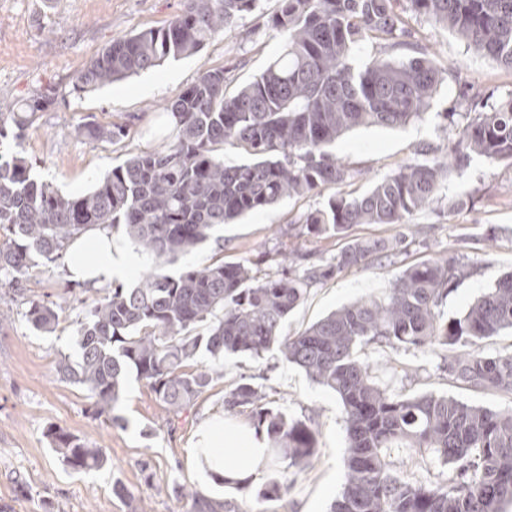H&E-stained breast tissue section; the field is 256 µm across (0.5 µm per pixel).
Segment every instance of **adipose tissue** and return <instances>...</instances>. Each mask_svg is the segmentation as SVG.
<instances>
[{"label": "adipose tissue", "mask_w": 512, "mask_h": 512, "mask_svg": "<svg viewBox=\"0 0 512 512\" xmlns=\"http://www.w3.org/2000/svg\"><path fill=\"white\" fill-rule=\"evenodd\" d=\"M114 239L111 229L101 226L71 242L68 253L72 278L92 288L130 278L140 257L131 248L115 247ZM265 452L262 439L254 433L215 421L201 426L192 455L198 467L244 482L255 476Z\"/></svg>", "instance_id": "obj_1"}]
</instances>
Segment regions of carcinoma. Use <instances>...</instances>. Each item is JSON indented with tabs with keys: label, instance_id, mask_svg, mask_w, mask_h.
Here are the masks:
<instances>
[{
	"label": "carcinoma",
	"instance_id": "cac0c4a2",
	"mask_svg": "<svg viewBox=\"0 0 512 512\" xmlns=\"http://www.w3.org/2000/svg\"><path fill=\"white\" fill-rule=\"evenodd\" d=\"M261 0H185L160 28L116 39L79 74L74 90L91 91L197 53L216 34L259 8ZM271 26L279 53L233 96L224 69H210L163 108L169 133L160 149L112 168L89 191L63 195L31 177L23 156L0 162V288L22 291L36 258L54 262L91 229L121 233L149 259L133 288L114 284L83 301L79 361L59 371L83 386L93 415L125 427L113 414L129 373L146 381L174 413L193 403L220 376L193 367L200 349L213 358L277 348L281 360L304 370L340 399L345 412L344 485L332 512H504L512 504V407L491 410L447 395L411 397L374 379L357 348L371 344L448 349L512 330V272L486 289L462 316L440 306L464 279L467 265L443 256L405 268L381 296L354 302L294 336L283 323L314 283L345 269L407 249L409 217L428 206L442 183L474 156L512 164V96L467 105L457 141L440 157L427 146L417 158L377 180L364 193H341L304 217L306 234L346 233L354 224H397L390 239L354 238L325 265L259 278L251 264L219 258L177 276L165 267L207 242L214 230L288 197L342 187L349 170L330 151L357 127H397L424 117L443 77L425 53L405 61L373 56L361 68L353 50L373 38L411 48L407 17L448 28L474 50L512 69V0H277ZM55 101L46 90L9 108L18 131ZM80 135L116 141L120 127L89 123ZM242 148L248 163H229L218 150ZM57 305L28 300L31 326L52 333ZM443 371L473 389L512 394V353L465 351ZM242 382L224 395V409H251L266 455L304 467L317 451L318 429L262 404ZM47 436L75 472L102 468L98 448L49 428ZM409 448L448 469L443 484L407 481L388 451ZM199 512H238L231 501L198 499Z\"/></svg>",
	"mask_w": 512,
	"mask_h": 512
}]
</instances>
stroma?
<instances>
[{"mask_svg": "<svg viewBox=\"0 0 512 512\" xmlns=\"http://www.w3.org/2000/svg\"><path fill=\"white\" fill-rule=\"evenodd\" d=\"M183 5L184 0H0V102H17L49 87L56 92L54 104L37 113L22 138H15L11 119L0 121V158L24 156L37 181L65 195L84 193L129 155L160 149V106L203 70L223 69L226 91L232 94L259 75L280 48L281 38L268 21L277 0H262L260 10L192 56L90 92L75 91L77 76L113 39L161 27ZM410 30L412 42L431 53L443 81L424 118L396 128L359 127L336 140L331 150L351 174L344 192H363L423 146L445 151L462 118L442 121L438 115L451 112L464 94L492 101L512 95V71L444 27L416 19ZM88 122L124 126L126 135L112 143L77 134V127ZM334 193L326 187L244 214L168 272L176 275L222 258L249 261L265 278L280 272L281 254L292 249H299L307 262L322 264L347 238L397 233L392 224H358L344 238L302 234L303 217ZM410 222L417 234L406 252L313 284L286 319L284 333L295 335L339 307L382 295L406 267L437 255H457L468 265V275L440 307L448 318L463 314L512 271V165L472 158ZM26 288L28 296L58 302L61 309L57 330L42 333L28 323L20 302L0 297V507L8 512H196V502L184 494L193 488L212 500L236 497L240 512H329L344 483L343 407L304 371L282 363L277 351L260 358L225 355L222 377L178 414L166 413L147 383L128 375L115 409L126 425L115 428L93 418L85 388L57 371L61 359L78 360L80 302L94 297V289L72 280L64 258L38 266ZM358 357L370 364L381 385L405 396L432 392L492 409L512 407L510 394L476 390L449 378L439 370L441 357L435 353L365 346ZM242 381L260 387L267 405L312 420L319 431L317 454L305 470L292 475L285 462L264 460L251 483L253 493L245 499L192 459L203 422L251 426L250 412L224 408L225 393ZM51 427L102 449L106 465L71 471L51 447ZM282 478L288 488L281 497L258 496L262 485ZM118 483L128 489L129 498L114 493Z\"/></svg>", "mask_w": 512, "mask_h": 512, "instance_id": "stroma-1", "label": "stroma"}]
</instances>
